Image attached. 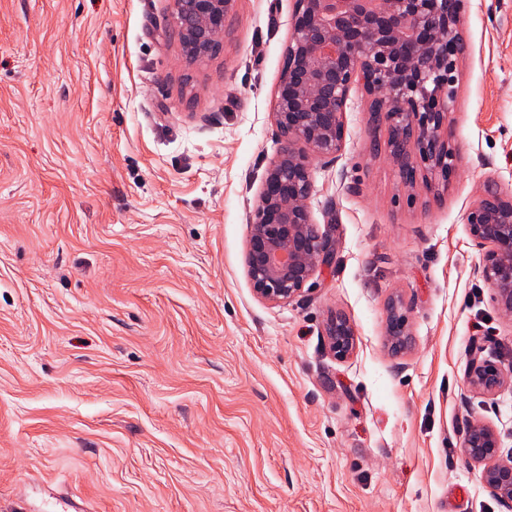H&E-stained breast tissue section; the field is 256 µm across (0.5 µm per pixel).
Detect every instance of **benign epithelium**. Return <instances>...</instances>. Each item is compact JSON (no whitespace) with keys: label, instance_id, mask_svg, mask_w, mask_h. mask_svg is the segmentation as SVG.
I'll return each instance as SVG.
<instances>
[{"label":"benign epithelium","instance_id":"benign-epithelium-1","mask_svg":"<svg viewBox=\"0 0 512 512\" xmlns=\"http://www.w3.org/2000/svg\"><path fill=\"white\" fill-rule=\"evenodd\" d=\"M235 0H171L181 19L175 31L191 62L208 55L223 35ZM463 0H295L292 31L271 112L282 142L267 169L250 219L246 273L256 296L280 303L302 296L313 275L332 265L335 240L312 222L307 201L314 191L313 158L336 157L345 140L344 114L352 86L372 96V114L388 133V148L411 186L448 176L454 152L448 142L453 72L464 47L459 28ZM304 144L305 152L299 148ZM469 234L487 248L482 275L497 305L512 313V195L485 187L468 217ZM403 303L391 301L390 348L411 345ZM338 359L355 347V331L341 313L327 323ZM469 383L484 393L500 389L511 375L473 359ZM496 431L467 425L462 454L485 464L484 484L512 506V459L499 462Z\"/></svg>","mask_w":512,"mask_h":512}]
</instances>
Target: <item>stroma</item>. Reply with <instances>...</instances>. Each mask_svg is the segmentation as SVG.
Returning <instances> with one entry per match:
<instances>
[{"instance_id":"1","label":"stroma","mask_w":512,"mask_h":512,"mask_svg":"<svg viewBox=\"0 0 512 512\" xmlns=\"http://www.w3.org/2000/svg\"><path fill=\"white\" fill-rule=\"evenodd\" d=\"M293 9L236 0L190 63L170 0H0V504L512 512L461 452L479 420L512 454V383L467 380L477 355L512 367L467 224L486 184L512 192V0L464 2L448 185L402 184L353 85L308 201L335 260L271 304L245 252ZM403 303L401 300L391 301V313L387 325V335L390 348L393 352L399 353L411 345V336L408 329L407 319L401 312ZM326 330L336 358H347L355 347V331L350 321L345 315L335 313L328 320Z\"/></svg>"}]
</instances>
